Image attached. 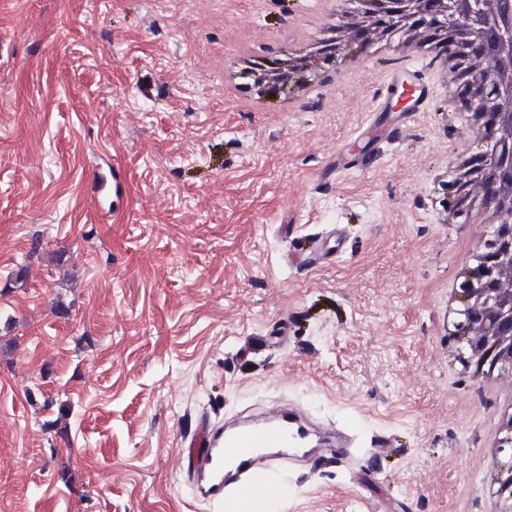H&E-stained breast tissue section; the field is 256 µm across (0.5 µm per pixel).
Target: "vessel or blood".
Here are the masks:
<instances>
[{
    "instance_id": "1",
    "label": "vessel or blood",
    "mask_w": 512,
    "mask_h": 512,
    "mask_svg": "<svg viewBox=\"0 0 512 512\" xmlns=\"http://www.w3.org/2000/svg\"><path fill=\"white\" fill-rule=\"evenodd\" d=\"M416 70L413 61L385 68L375 111L390 110L394 99L401 96L408 100L407 111H430L437 96L429 84L415 79ZM346 252V237L339 230L309 239L303 263L319 267ZM188 445L196 450L187 463L194 498L220 504L230 493L236 512H252L257 493L278 495L277 486L269 480L274 471L309 465L320 451H336L341 459H350L356 442L338 427L324 434L313 431L298 406L279 402L248 418L230 415L217 424H201Z\"/></svg>"
}]
</instances>
